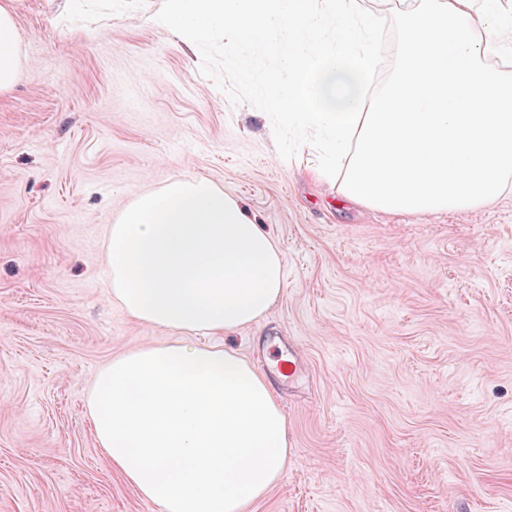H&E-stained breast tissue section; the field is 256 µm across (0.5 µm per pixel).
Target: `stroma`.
<instances>
[{
    "label": "stroma",
    "mask_w": 512,
    "mask_h": 512,
    "mask_svg": "<svg viewBox=\"0 0 512 512\" xmlns=\"http://www.w3.org/2000/svg\"><path fill=\"white\" fill-rule=\"evenodd\" d=\"M163 0H22L0 96V512H160L86 418L97 373L178 339L112 299L107 233L138 194L204 177L286 258L283 293L224 338L275 382L286 474L249 512H512V189L465 213L388 215L279 154L154 18Z\"/></svg>",
    "instance_id": "35a3bbf8"
}]
</instances>
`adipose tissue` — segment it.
Segmentation results:
<instances>
[{
	"instance_id": "obj_1",
	"label": "adipose tissue",
	"mask_w": 512,
	"mask_h": 512,
	"mask_svg": "<svg viewBox=\"0 0 512 512\" xmlns=\"http://www.w3.org/2000/svg\"><path fill=\"white\" fill-rule=\"evenodd\" d=\"M20 5L0 0V95L18 77ZM108 258L128 315L182 337L98 373L86 415L99 447L161 512H246L284 476L288 422L261 371L194 337L257 324L283 291L281 250L237 199L186 174L121 212Z\"/></svg>"
}]
</instances>
